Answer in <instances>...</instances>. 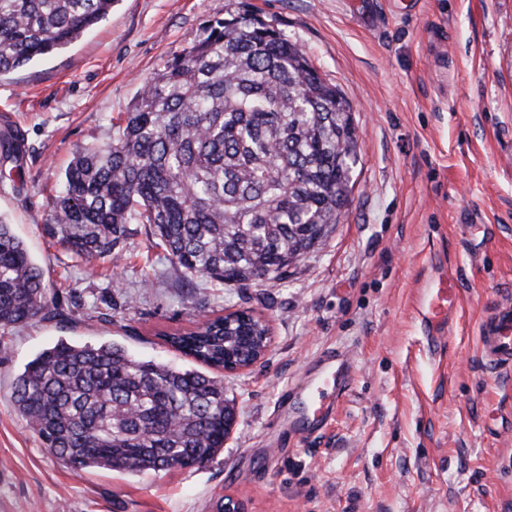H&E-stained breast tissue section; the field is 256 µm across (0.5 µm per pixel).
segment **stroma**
<instances>
[{"label":"stroma","mask_w":512,"mask_h":512,"mask_svg":"<svg viewBox=\"0 0 512 512\" xmlns=\"http://www.w3.org/2000/svg\"><path fill=\"white\" fill-rule=\"evenodd\" d=\"M239 0H115L65 49L0 77V134L24 186L0 191L49 287L45 316L0 328V512H512V373L489 371L479 326L512 299V0H250L352 106L351 202L283 279L184 280L145 229L86 266L42 230L77 146L111 138L143 82ZM454 277L448 326L418 314ZM262 315L261 363L224 376L236 425L201 469L74 471L12 407L13 380L59 341L112 343L194 367L161 332L237 309ZM353 359L326 423L299 418L320 356Z\"/></svg>","instance_id":"stroma-1"}]
</instances>
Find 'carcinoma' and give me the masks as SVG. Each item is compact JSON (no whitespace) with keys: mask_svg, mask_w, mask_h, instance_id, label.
Segmentation results:
<instances>
[{"mask_svg":"<svg viewBox=\"0 0 512 512\" xmlns=\"http://www.w3.org/2000/svg\"><path fill=\"white\" fill-rule=\"evenodd\" d=\"M113 3L0 0V75L77 40ZM358 139L336 87L242 2L144 83L110 141L76 149L43 230L88 266L119 260L131 225L144 224L150 247L190 281L281 278L339 223ZM18 161L1 137L0 186L16 187ZM46 306L41 270L0 218V326H24ZM265 332L217 316L164 340L222 369ZM10 402L68 468L131 474L205 466L234 411L218 376L64 341L26 364Z\"/></svg>","mask_w":512,"mask_h":512,"instance_id":"1","label":"carcinoma"}]
</instances>
